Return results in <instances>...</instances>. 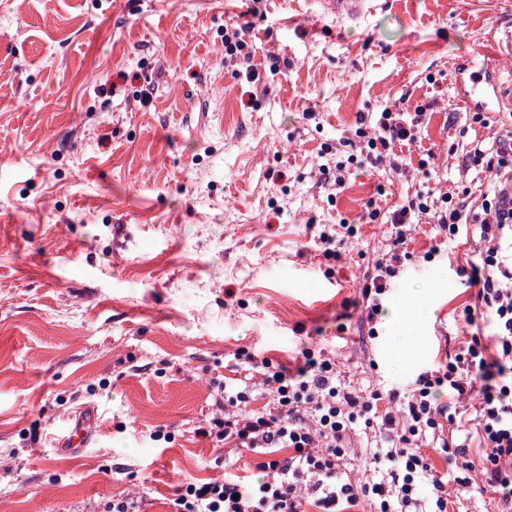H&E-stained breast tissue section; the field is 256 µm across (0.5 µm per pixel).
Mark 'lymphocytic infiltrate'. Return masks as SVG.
Returning a JSON list of instances; mask_svg holds the SVG:
<instances>
[{
	"mask_svg": "<svg viewBox=\"0 0 512 512\" xmlns=\"http://www.w3.org/2000/svg\"><path fill=\"white\" fill-rule=\"evenodd\" d=\"M426 111L383 110L374 129L357 128L355 135L366 153L363 165H377L381 151L393 141L414 139ZM474 164L485 166L492 191L484 194L480 209L467 212L464 202L444 194L432 200L419 192L392 213L397 238L412 217L432 216L435 223L456 235L462 224L481 225L482 250L472 266L478 285L482 315L494 333L472 332L458 353L446 364L419 373L409 395L398 390L359 393L338 380L330 359L302 351L303 364L295 373L262 361L266 386L273 394L272 407L247 409V395L238 392L227 403L231 413L212 417L198 435L216 445L259 451L260 475L245 483L233 477L181 486L169 501V512H354L368 501L373 512H409L419 498H426L427 512H448V481L430 463L421 444L434 439V449L446 460L459 461L457 494L465 497L492 488L498 512H512V137L493 142L477 141L469 152ZM448 389L457 400L480 391L476 425L483 441L479 473L473 483L471 465L462 446L437 441L440 421L455 422L450 405L439 403L438 392ZM387 410H379L380 401ZM310 409L315 425L304 423L300 412ZM378 428L385 449L374 452L378 479L353 485L346 477V443L355 428Z\"/></svg>",
	"mask_w": 512,
	"mask_h": 512,
	"instance_id": "1",
	"label": "lymphocytic infiltrate"
}]
</instances>
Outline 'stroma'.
Instances as JSON below:
<instances>
[{
    "instance_id": "1",
    "label": "stroma",
    "mask_w": 512,
    "mask_h": 512,
    "mask_svg": "<svg viewBox=\"0 0 512 512\" xmlns=\"http://www.w3.org/2000/svg\"><path fill=\"white\" fill-rule=\"evenodd\" d=\"M511 23L504 0H369L355 21L320 0H0V512H168L184 483L258 478L256 454L195 433L221 387L267 406L256 362L315 347L385 393L453 355L478 225L411 224L376 325L361 291L403 196L488 192L468 151L501 117L473 121L455 68L483 78ZM421 104L415 140L337 187L358 124ZM90 405L98 441L50 448Z\"/></svg>"
}]
</instances>
